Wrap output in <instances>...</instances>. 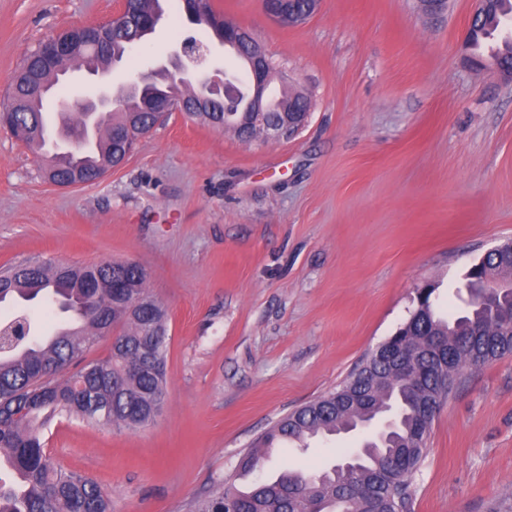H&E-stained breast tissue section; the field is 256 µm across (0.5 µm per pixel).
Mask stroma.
Masks as SVG:
<instances>
[{
    "label": "stroma",
    "mask_w": 512,
    "mask_h": 512,
    "mask_svg": "<svg viewBox=\"0 0 512 512\" xmlns=\"http://www.w3.org/2000/svg\"><path fill=\"white\" fill-rule=\"evenodd\" d=\"M308 93L304 129L278 143L173 114L98 181L61 188L0 129V267L131 260L167 309L168 399L147 426L79 419L48 453L96 480L112 512H190L288 412L337 388L409 319L422 288L463 305L465 274L512 240V80L472 70L477 0H320L283 27L261 0H214ZM119 0H0V107L23 58ZM124 66L74 71L73 95L117 89L194 36L180 0ZM353 432L277 449L261 473L315 472ZM411 512H512V354L468 373L436 414Z\"/></svg>",
    "instance_id": "1"
}]
</instances>
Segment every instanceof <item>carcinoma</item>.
<instances>
[{"mask_svg": "<svg viewBox=\"0 0 512 512\" xmlns=\"http://www.w3.org/2000/svg\"><path fill=\"white\" fill-rule=\"evenodd\" d=\"M160 3L130 0L129 7L135 14L148 16L159 12L156 5ZM312 7L313 0L273 4L284 14H304ZM510 15L512 0H492L481 7L472 24V45L482 47L483 40ZM198 23L224 41L227 20L211 0L201 4ZM95 33V26L82 25L57 36L75 44ZM128 56V41L115 32L109 55L88 54L81 66L97 73L112 64L113 58ZM490 58L503 76H512V40L497 42ZM70 62V57L61 58L46 68L37 52L25 56L10 85L9 98L12 103L26 100L32 106L22 114L6 112L3 118L19 119L38 131L46 127V95H66L67 85L61 77L68 73ZM154 89L188 101L196 95L162 78L156 79ZM239 107L238 101L226 102L220 112H190L188 116L247 141L258 131L242 121ZM227 112L234 115L232 125L224 121ZM164 123L163 115L147 111L145 101L128 99L111 113L100 154L88 156L79 145L64 155L47 157L46 168L61 185L76 170L91 181L111 168L121 151L111 130L130 129L140 137ZM496 277L512 278L511 254L489 256L472 265L466 275L469 307L447 315L435 308L434 289H423L404 335L393 336L390 357L367 358L336 391L280 419L238 463L239 474H253L277 446L305 452L312 439H327L359 421L395 412L393 427L374 446L364 448L350 468H340L335 462L313 475L286 468L273 478L254 480L246 491L224 482L197 499L193 512H313L318 504L322 512H410V479L421 467L432 425L426 421V411L441 409L466 371L512 353V297L485 288V280ZM88 278L127 283L137 296L150 299L153 309L131 315V299L115 296L110 288H87ZM146 280L145 270L132 261L78 267L25 263L0 271V304L33 302L46 294L58 312L69 313L80 322L73 332L40 339L27 316L14 318L24 321L27 333L11 350L0 353V469L8 462L10 472L22 475L23 482L0 481V512H111L110 500L95 481L64 471L47 454L41 429L62 417L135 428L147 424L148 414L161 408L166 397L168 341L158 339L148 359L143 358V345L148 328L166 317L167 310L149 293ZM105 330L114 338L107 356L86 359L88 344ZM433 336L446 344L443 366L426 350Z\"/></svg>", "mask_w": 512, "mask_h": 512, "instance_id": "cac0c4a2", "label": "carcinoma"}]
</instances>
